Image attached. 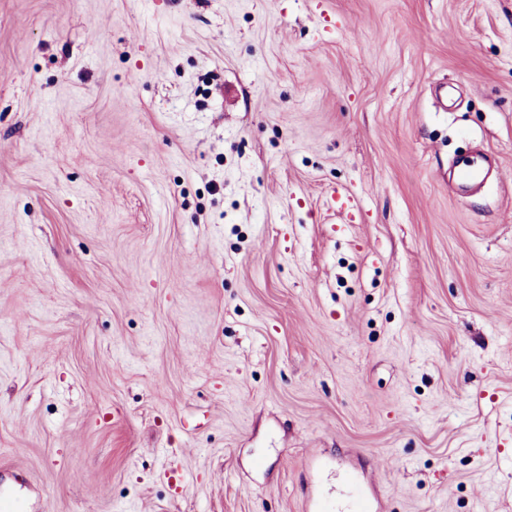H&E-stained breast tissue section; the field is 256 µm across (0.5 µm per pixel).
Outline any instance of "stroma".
Returning a JSON list of instances; mask_svg holds the SVG:
<instances>
[{"instance_id": "1", "label": "stroma", "mask_w": 512, "mask_h": 512, "mask_svg": "<svg viewBox=\"0 0 512 512\" xmlns=\"http://www.w3.org/2000/svg\"><path fill=\"white\" fill-rule=\"evenodd\" d=\"M347 474L512 512V0H0V490L311 512ZM455 169L457 188L461 195L475 193L476 188L485 183L490 173L485 166V159L482 155L459 158L456 161Z\"/></svg>"}]
</instances>
